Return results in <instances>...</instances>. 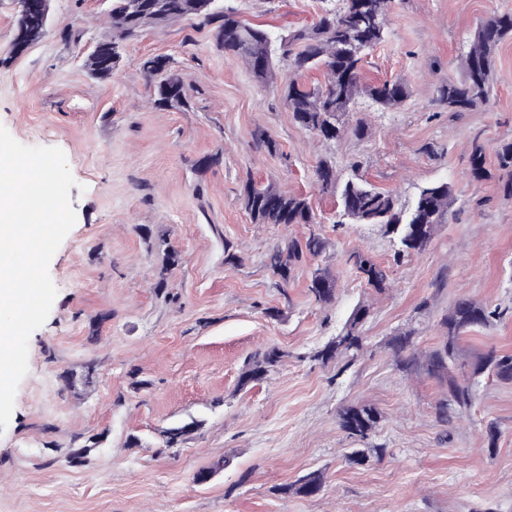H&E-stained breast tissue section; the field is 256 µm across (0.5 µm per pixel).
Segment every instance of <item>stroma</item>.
<instances>
[{"instance_id":"obj_1","label":"stroma","mask_w":512,"mask_h":512,"mask_svg":"<svg viewBox=\"0 0 512 512\" xmlns=\"http://www.w3.org/2000/svg\"><path fill=\"white\" fill-rule=\"evenodd\" d=\"M341 0H219L278 34L309 27ZM112 0H51L45 36L17 54L13 0H0V125L26 146L66 155L76 223L49 264L57 294L29 339L28 372L0 433V512H512V384L486 381L471 409L437 418L443 388L402 369L390 340L413 331L418 354L435 348L441 320L461 297L488 300L504 316L468 333L467 348L512 352V194L496 151L512 142V39L497 49L492 102L451 112L440 86L461 81L477 25L512 0H395L388 36L368 55L364 83L399 81L408 98L375 110L360 99L351 123L364 136L331 142L305 132L284 103L289 67L262 82L214 46L213 28L176 22L127 44L111 75L90 76L86 56L111 38ZM166 59L191 85L184 108L155 106L142 73ZM264 128L274 149L256 146ZM488 174H470L474 145ZM366 177L410 206L420 187L452 185L453 214L421 253L400 255L374 224L334 227L336 197L314 171ZM271 184L309 197L329 240L289 280L265 253L304 224L252 223L241 192ZM389 268L385 291L346 264L351 250ZM179 262L167 265L169 252ZM336 278V299L307 292L315 268ZM366 307L356 362L312 360L354 309ZM285 350L266 379L241 386L249 357ZM96 369L82 381L86 364ZM375 407L380 421L356 443L339 411ZM195 429L175 448L163 430ZM496 428V448L486 432ZM95 448L82 463L74 449ZM214 469L210 482L194 475ZM322 473L314 497L289 493Z\"/></svg>"}]
</instances>
